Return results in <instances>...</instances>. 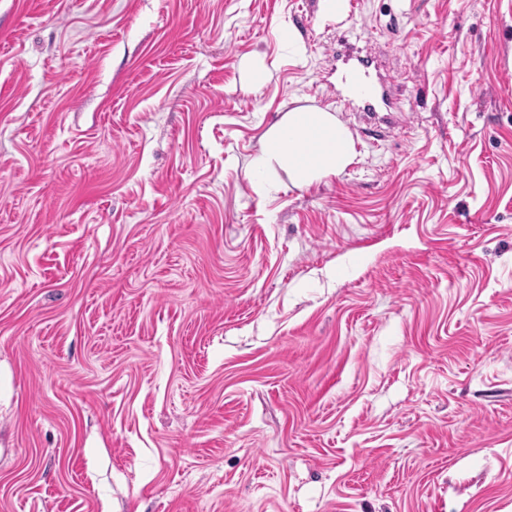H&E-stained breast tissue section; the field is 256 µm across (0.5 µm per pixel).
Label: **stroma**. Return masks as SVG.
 <instances>
[{
    "label": "stroma",
    "instance_id": "stroma-1",
    "mask_svg": "<svg viewBox=\"0 0 512 512\" xmlns=\"http://www.w3.org/2000/svg\"><path fill=\"white\" fill-rule=\"evenodd\" d=\"M356 2L0 0V512H512V0ZM362 67L363 70L356 69L352 73H339L337 81L347 94L360 99L365 109L375 110L380 101L387 100V93L367 81L366 66L362 64ZM355 156L352 135L333 112L296 108L265 131L251 175L261 184L280 168L295 186L305 187L342 172Z\"/></svg>",
    "mask_w": 512,
    "mask_h": 512
}]
</instances>
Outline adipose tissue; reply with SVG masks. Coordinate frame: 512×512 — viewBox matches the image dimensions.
Returning <instances> with one entry per match:
<instances>
[{"instance_id":"obj_1","label":"adipose tissue","mask_w":512,"mask_h":512,"mask_svg":"<svg viewBox=\"0 0 512 512\" xmlns=\"http://www.w3.org/2000/svg\"><path fill=\"white\" fill-rule=\"evenodd\" d=\"M354 159L352 135L335 114L296 108L265 131L251 174L260 183L282 169L295 186L305 187L342 172Z\"/></svg>"}]
</instances>
